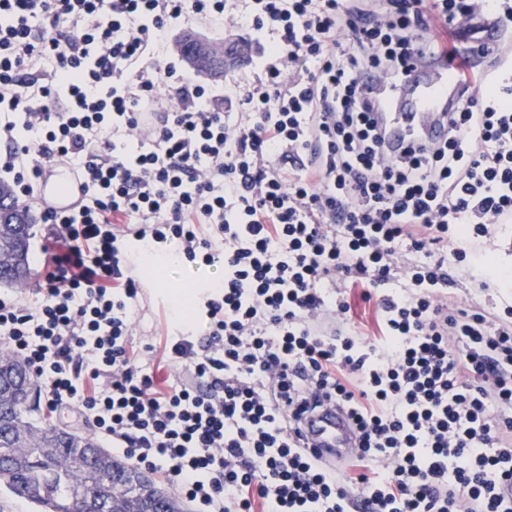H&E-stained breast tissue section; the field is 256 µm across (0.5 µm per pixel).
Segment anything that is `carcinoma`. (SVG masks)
<instances>
[{
  "mask_svg": "<svg viewBox=\"0 0 512 512\" xmlns=\"http://www.w3.org/2000/svg\"><path fill=\"white\" fill-rule=\"evenodd\" d=\"M199 38L184 34L177 42L176 52L183 62H192L198 72L216 79L224 71L208 67L187 53L183 46L197 45ZM23 224H5L0 234L9 242L10 251L0 255V281L10 284L23 282L30 273L28 262L29 213L20 214ZM10 369L11 377L0 383V490L31 503L36 512H125L128 500L116 492L127 486L132 478L139 485L131 492L146 497L152 512H179L180 501L173 495L158 498L149 493L156 487L151 478L126 459L106 450L98 455L99 443L81 431H70L42 411L39 400L28 407L18 408L21 397L39 388L38 381L16 358L0 355V368ZM41 440L48 450L38 454L26 447V441Z\"/></svg>",
  "mask_w": 512,
  "mask_h": 512,
  "instance_id": "carcinoma-1",
  "label": "carcinoma"
}]
</instances>
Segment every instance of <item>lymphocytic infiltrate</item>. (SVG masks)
<instances>
[{"instance_id":"obj_1","label":"lymphocytic infiltrate","mask_w":512,"mask_h":512,"mask_svg":"<svg viewBox=\"0 0 512 512\" xmlns=\"http://www.w3.org/2000/svg\"><path fill=\"white\" fill-rule=\"evenodd\" d=\"M247 2L0 0V112L21 117L0 171L28 197L63 162L86 188L80 210L41 211L37 298L0 297V348L195 512H512V305L449 306L431 259L512 221V69L470 70L437 37L472 0ZM228 13L263 45L231 112L154 54ZM424 53L464 84L456 131L386 154L371 82ZM129 235L224 269L206 353L179 338L163 385L133 340ZM355 285L379 307L371 340L318 323L349 319ZM324 401L359 431L349 470L293 438Z\"/></svg>"}]
</instances>
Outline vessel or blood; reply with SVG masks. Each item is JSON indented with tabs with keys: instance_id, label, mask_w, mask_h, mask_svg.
<instances>
[{
	"instance_id": "obj_1",
	"label": "vessel or blood",
	"mask_w": 512,
	"mask_h": 512,
	"mask_svg": "<svg viewBox=\"0 0 512 512\" xmlns=\"http://www.w3.org/2000/svg\"><path fill=\"white\" fill-rule=\"evenodd\" d=\"M469 31L461 40L472 70H484L489 58L512 59V34L502 27L486 0H475L468 16ZM461 102L459 81L445 61L422 58L404 78L387 83L377 97L378 117L389 137L409 147L446 136ZM45 207L72 211L84 200L82 178L73 171L49 169L40 184ZM308 452L326 462L351 455L359 446L358 433L346 412L326 406L306 427Z\"/></svg>"
}]
</instances>
